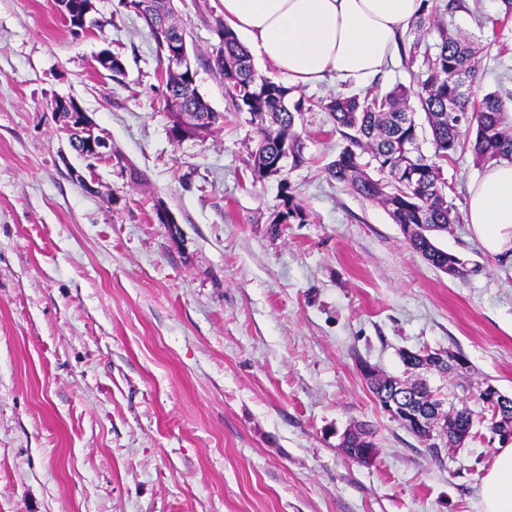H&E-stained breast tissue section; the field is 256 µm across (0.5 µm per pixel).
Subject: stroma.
I'll return each mask as SVG.
<instances>
[{"mask_svg":"<svg viewBox=\"0 0 512 512\" xmlns=\"http://www.w3.org/2000/svg\"><path fill=\"white\" fill-rule=\"evenodd\" d=\"M465 3L440 21L486 45L483 90L512 92V20L478 24L497 0ZM96 6L99 27L76 34L55 0H0V512H480L497 443L478 394L512 396V261L464 218L484 166L464 150L443 170L451 276L329 177L346 142L320 109L298 123L303 163L260 182L248 114L173 141L148 26ZM178 8L197 88L225 112L222 0ZM103 48L124 82L97 71ZM58 97L111 158L73 153ZM288 193L302 216L276 223ZM423 349L469 362L428 379L470 408L464 446L432 452L360 371L408 379L401 353ZM355 425L371 463L338 446Z\"/></svg>","mask_w":512,"mask_h":512,"instance_id":"obj_1","label":"stroma"}]
</instances>
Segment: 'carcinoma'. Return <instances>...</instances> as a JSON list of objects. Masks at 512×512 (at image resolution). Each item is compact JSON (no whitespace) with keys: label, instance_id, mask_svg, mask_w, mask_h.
<instances>
[{"label":"carcinoma","instance_id":"carcinoma-1","mask_svg":"<svg viewBox=\"0 0 512 512\" xmlns=\"http://www.w3.org/2000/svg\"><path fill=\"white\" fill-rule=\"evenodd\" d=\"M143 17L159 56H165L166 39L186 37L176 21V0H139L125 4ZM465 8L461 0H423L422 12L413 22L415 38L409 46V65H418L415 84L397 85L380 92L371 86L352 95L338 94L316 101H290L293 88L276 83L256 72L248 49L223 21L216 22L220 38L214 65L224 79V99L228 111L245 112L259 139L251 154L253 177L264 180L278 175L276 163L288 149L293 163L303 161L296 118L317 107L331 116L334 126L348 142L338 158L328 164L331 178L355 194L384 207L396 224H428L430 231L446 232L458 223L454 206L448 202V182L443 164L458 151L470 146L476 160L497 163L512 160V123L502 94L488 92L475 100L473 83L482 62L478 41L460 33L452 34L437 21L440 11L453 13ZM433 37V43L425 41ZM167 111L208 112L207 132L224 119L192 85L189 75H175L170 68L160 74ZM417 100L430 130L433 152L420 147V131L415 123L411 100ZM376 175H371V172ZM284 210L277 223L302 218V208L293 196L285 195ZM412 249L430 264L442 252L425 238L411 243ZM444 417L455 426L470 427L473 416L466 405L452 406Z\"/></svg>","mask_w":512,"mask_h":512}]
</instances>
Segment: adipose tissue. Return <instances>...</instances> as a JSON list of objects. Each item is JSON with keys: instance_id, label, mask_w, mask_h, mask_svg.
Here are the masks:
<instances>
[{"instance_id": "adipose-tissue-1", "label": "adipose tissue", "mask_w": 512, "mask_h": 512, "mask_svg": "<svg viewBox=\"0 0 512 512\" xmlns=\"http://www.w3.org/2000/svg\"><path fill=\"white\" fill-rule=\"evenodd\" d=\"M224 23L297 85L333 77L368 87L399 50L422 0H223ZM467 220L483 249L512 258V161L489 166L468 193ZM481 512H512V444L483 478Z\"/></svg>"}]
</instances>
